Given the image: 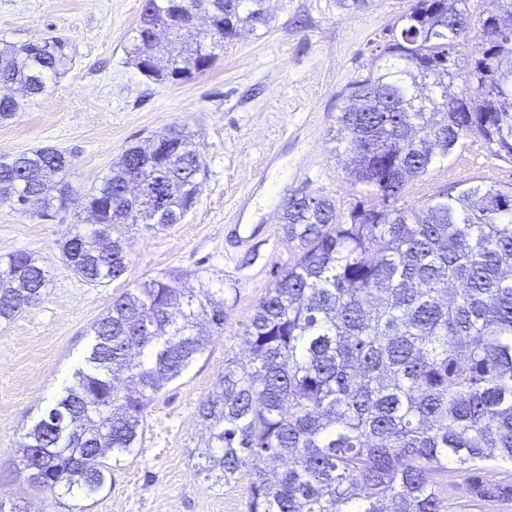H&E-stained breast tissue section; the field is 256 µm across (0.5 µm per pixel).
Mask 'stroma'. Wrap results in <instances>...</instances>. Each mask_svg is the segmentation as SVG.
<instances>
[{
  "label": "stroma",
  "instance_id": "1",
  "mask_svg": "<svg viewBox=\"0 0 512 512\" xmlns=\"http://www.w3.org/2000/svg\"><path fill=\"white\" fill-rule=\"evenodd\" d=\"M411 0H265L267 25L226 42L219 59L188 82L160 83L127 56L142 0H0V42L67 39L72 59L46 94L0 120V155L42 147L66 152L73 195L98 184L125 148L168 130L191 133L207 164L199 201L180 224L135 227L127 234L131 272L91 285L61 260L59 243L72 212L43 220L0 200V260L32 254L50 270L43 300L0 323V505L41 512L51 491L32 487L16 450L24 431L60 394L81 364L91 324L136 279L191 271L235 289L224 332L167 385L148 409L140 447L112 468L97 495L65 496L61 512H245L250 466L236 482L214 485L200 472L196 448L206 430L197 406L232 358L247 356L244 332L255 306L285 267L292 245L279 216L292 194L321 195L348 208L360 194L338 166L331 131L347 84L367 75L377 46ZM493 167L512 184V162L472 145L416 180L407 204H421L463 170ZM234 224L258 228L249 246L232 245ZM477 495L448 475L442 512H512V467L486 465Z\"/></svg>",
  "mask_w": 512,
  "mask_h": 512
}]
</instances>
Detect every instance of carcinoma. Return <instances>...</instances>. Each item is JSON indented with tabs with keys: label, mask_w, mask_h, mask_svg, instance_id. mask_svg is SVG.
Here are the masks:
<instances>
[{
	"label": "carcinoma",
	"mask_w": 512,
	"mask_h": 512,
	"mask_svg": "<svg viewBox=\"0 0 512 512\" xmlns=\"http://www.w3.org/2000/svg\"><path fill=\"white\" fill-rule=\"evenodd\" d=\"M169 2L143 0L135 66L146 25L166 24ZM484 2L473 24L467 0H415L375 68L348 84L335 151L361 199L344 212L324 196L283 205L293 257L256 305L247 359L225 364L197 409L206 479L230 484L252 464L247 512H442L448 472L512 464V188L457 180L404 203L415 180L471 143L512 159V0ZM218 5L226 40L267 23L263 0ZM471 37L484 51L457 86ZM219 48L175 30L152 77L202 73ZM69 61L62 37L5 43L0 79L31 100ZM69 165L54 148L0 161V199L52 219L72 199ZM206 174L184 132L128 147L78 198L96 221L62 237L61 260L91 285L122 278L128 230L181 223ZM48 284L30 254L1 260L0 322L40 303ZM229 300L210 278L174 272L113 297L73 383L24 434L27 480L62 496L102 491L159 393L223 333Z\"/></svg>",
	"instance_id": "carcinoma-1"
}]
</instances>
